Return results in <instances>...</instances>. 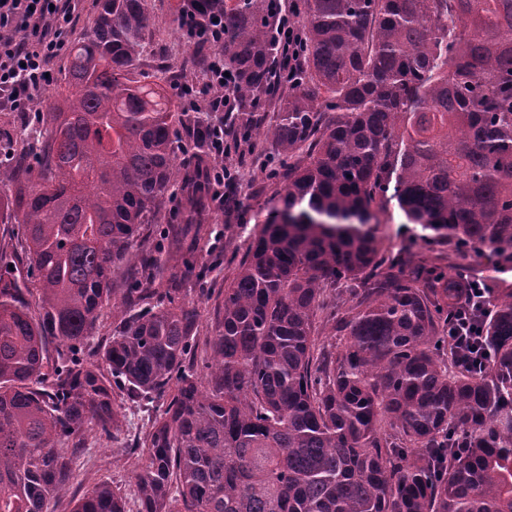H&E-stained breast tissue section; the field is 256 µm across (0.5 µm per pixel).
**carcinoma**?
Instances as JSON below:
<instances>
[{"label":"carcinoma","mask_w":512,"mask_h":512,"mask_svg":"<svg viewBox=\"0 0 512 512\" xmlns=\"http://www.w3.org/2000/svg\"><path fill=\"white\" fill-rule=\"evenodd\" d=\"M147 3L100 0L56 94L36 98L44 134L0 172V223L24 228L0 249V512H54L81 453L63 441L118 428V397L164 406L136 512H512V286L492 275L512 263V0H304L270 116L246 105L271 84V0H180L185 31L224 22L238 126L132 77ZM211 55L194 42L191 67ZM206 127L256 132L288 170L201 368L179 285L204 269L165 281L149 250L130 287L113 281L175 176L179 235L205 223ZM391 202L412 225L396 254L375 227ZM462 279L489 297L479 374L448 355ZM109 302L120 320L91 362ZM71 512L129 510L99 483Z\"/></svg>","instance_id":"cac0c4a2"}]
</instances>
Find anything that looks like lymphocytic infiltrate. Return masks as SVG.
Masks as SVG:
<instances>
[{
  "mask_svg": "<svg viewBox=\"0 0 512 512\" xmlns=\"http://www.w3.org/2000/svg\"><path fill=\"white\" fill-rule=\"evenodd\" d=\"M74 11L73 0H0V92L20 116L29 117L35 93L53 84L52 62L66 45ZM465 289V304L448 341L464 349L471 365L480 358L477 316L484 290L473 281Z\"/></svg>",
  "mask_w": 512,
  "mask_h": 512,
  "instance_id": "lymphocytic-infiltrate-1",
  "label": "lymphocytic infiltrate"
}]
</instances>
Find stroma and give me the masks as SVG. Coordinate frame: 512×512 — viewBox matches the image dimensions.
Wrapping results in <instances>:
<instances>
[{
	"mask_svg": "<svg viewBox=\"0 0 512 512\" xmlns=\"http://www.w3.org/2000/svg\"><path fill=\"white\" fill-rule=\"evenodd\" d=\"M175 4L176 0H149L152 37L137 71L158 84L163 81V66L187 56L190 51L191 42L174 14ZM281 166V158L273 149H265L262 155L254 158L238 155L234 148H227L223 159L216 161L215 172L219 175L226 171L239 174L234 207H225L223 188L215 186L203 234L187 238L183 249L179 250L170 246L167 240L168 226L179 222L183 212L182 193L180 189H173L157 222L149 225L143 241L132 247L136 256L147 247L157 251L170 274L179 272L187 260L208 267L206 277L189 282L183 291L184 300L193 302L198 310L202 335L215 333L214 307L222 288L230 282L247 252L250 232L257 227L269 199L281 187L280 181L271 177L272 171ZM116 409L119 428L114 436H106L92 425L81 431L83 450L77 461L75 477L67 492L55 503V512H71L75 499L102 481L113 484L126 498H133L134 471L146 462L145 455L137 452L135 446L162 407L157 404L144 409L120 402Z\"/></svg>",
	"mask_w": 512,
	"mask_h": 512,
	"instance_id": "stroma-1",
	"label": "stroma"
}]
</instances>
